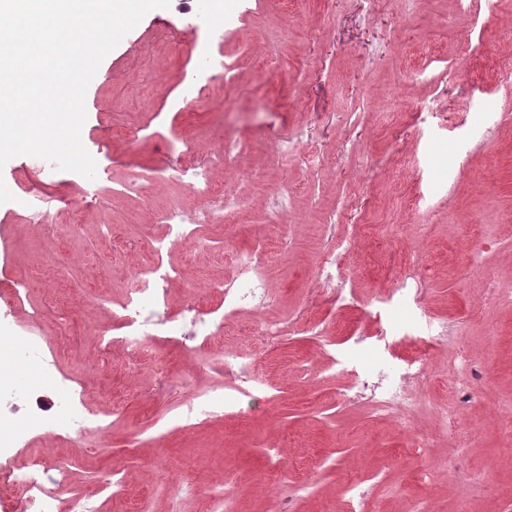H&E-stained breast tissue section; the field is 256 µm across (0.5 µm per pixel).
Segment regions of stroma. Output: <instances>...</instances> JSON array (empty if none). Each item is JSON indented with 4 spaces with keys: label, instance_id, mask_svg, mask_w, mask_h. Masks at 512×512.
Listing matches in <instances>:
<instances>
[{
    "label": "stroma",
    "instance_id": "obj_1",
    "mask_svg": "<svg viewBox=\"0 0 512 512\" xmlns=\"http://www.w3.org/2000/svg\"><path fill=\"white\" fill-rule=\"evenodd\" d=\"M222 2L238 21L224 34L236 68L214 81L220 102L190 112L171 108L208 70L184 30L154 43L158 28L177 22L182 0L146 13L101 62L86 92L80 138L112 183L84 204L78 233L61 226L54 239L34 236L14 200L38 176L21 156L0 169L13 195L0 204V291L27 282L23 305L0 303V324L25 323L31 307H42L57 370L111 392L124 409L110 432L82 445L41 435L28 438L26 452L63 463L67 495H90L92 512H200L205 489L228 478L237 512H266L277 462L288 480L305 484L295 512H343L348 477L374 469L384 481L373 489L372 512H414L424 500L433 512H512V0H497L494 13L478 19L460 0ZM266 61L272 72H264ZM104 100L111 103L107 121ZM155 112L166 120L152 126L150 138L131 144L113 135ZM292 137L296 154L277 153ZM166 138L201 152L229 139L243 147L212 177L234 186L245 208L232 223L198 229L196 245L212 258L174 285L175 301L190 297L201 280L221 278L227 249L262 239L274 290L267 318L305 313L340 341L372 332L367 305L407 260L428 267L425 311L456 331L431 355L434 379L412 432L341 400L319 341L298 326L257 350L267 399L246 403L238 415L154 432V421L176 412L190 391L218 381L203 367L208 356L251 344L258 326L245 315L205 347L154 345L148 366L134 376L124 370L122 351L106 365L96 359V324L107 319L108 306L94 286L122 296L130 272L151 257L149 241L161 228L150 217L159 206L208 205L170 181L140 195L120 192L143 168L167 164ZM284 182L294 192L280 214L271 192ZM318 224L357 232L344 276L362 307L312 303L310 230ZM369 224L378 234L366 232ZM51 248L68 272L66 305L56 302L55 282L36 275ZM460 351L489 371L461 406L445 374ZM158 363L180 376V387L157 391ZM452 404L458 413L448 434L438 410ZM414 442L419 452L411 451ZM431 462L436 477L421 480ZM115 463L126 473L123 494L92 496Z\"/></svg>",
    "mask_w": 512,
    "mask_h": 512
}]
</instances>
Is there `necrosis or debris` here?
I'll list each match as a JSON object with an SVG mask.
<instances>
[{"label": "necrosis or debris", "mask_w": 512, "mask_h": 512, "mask_svg": "<svg viewBox=\"0 0 512 512\" xmlns=\"http://www.w3.org/2000/svg\"><path fill=\"white\" fill-rule=\"evenodd\" d=\"M174 162L168 178H189L191 190L202 197L221 201L220 215L187 212L172 206L154 217L164 227L162 235L152 238L150 262L131 271L132 285L112 311V322L102 327L97 336L99 357H107L113 349H121L127 358L128 372H136L144 363L145 342L149 339L176 343L206 342L230 328L243 313L260 317L257 340L274 344L286 335L283 323L266 319L265 309L273 299L266 274V254L262 248L236 250L231 271L224 279L207 284L208 292L219 294L222 302L216 308L200 311L195 305H174L171 287L186 277L185 267L167 261L166 256L178 245L191 241L195 225L233 220L244 205L243 198L231 193L227 186L214 183L209 172L224 167L230 155L241 147L231 141L211 150L206 161H199L190 144L168 143ZM57 207L67 226L80 223L78 210L69 208L62 198H49L31 193L23 203L28 221L38 234L52 238L54 225L45 221L49 207ZM354 254L350 237L337 232L335 225L320 227V246L316 279L321 292L342 305L352 304L356 295L348 288L340 269ZM426 272L412 264L396 278L385 292L382 302L387 307L384 319L378 320L371 335L351 337L346 344L334 345L326 354L334 373L345 375L341 397L368 406L378 417H391L407 424L419 403L420 394L431 384L429 352L447 342L453 332L447 322H436L428 336L417 340V350L409 357L401 356L398 345L413 336L419 310L426 293ZM223 383L189 394L180 409L170 416V423L188 427L219 415H237L247 401L264 400L267 385L256 371L252 355L238 348L224 349L221 359ZM44 376L62 387L57 402L36 403L23 421L27 434L48 431L68 433L79 438L89 433L108 430L101 408L105 396L100 392L77 389L72 380L56 374L51 361L41 363ZM64 472L35 456H13L0 469V486L16 485L25 492L21 502L9 505L8 512H90L84 499L60 505V489Z\"/></svg>", "instance_id": "1"}]
</instances>
